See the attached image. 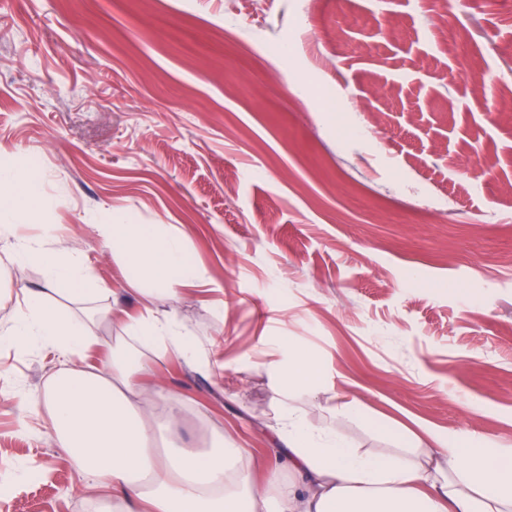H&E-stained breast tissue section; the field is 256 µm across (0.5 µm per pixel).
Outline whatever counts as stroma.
Here are the masks:
<instances>
[{"label":"stroma","instance_id":"obj_1","mask_svg":"<svg viewBox=\"0 0 512 512\" xmlns=\"http://www.w3.org/2000/svg\"><path fill=\"white\" fill-rule=\"evenodd\" d=\"M508 102L512 0H0V155L43 159L20 232L54 226L46 248L113 290L52 305L143 307L100 212L183 236L208 284L158 306L223 336L224 368L143 381L180 396L186 441L249 449L257 482L286 408L362 450L512 451ZM284 342L318 362L315 398L271 379ZM58 366L0 347V512L97 508L45 409L19 403Z\"/></svg>","mask_w":512,"mask_h":512}]
</instances>
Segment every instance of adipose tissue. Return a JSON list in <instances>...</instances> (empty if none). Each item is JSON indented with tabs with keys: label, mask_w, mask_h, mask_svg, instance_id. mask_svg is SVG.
Segmentation results:
<instances>
[{
	"label": "adipose tissue",
	"mask_w": 512,
	"mask_h": 512,
	"mask_svg": "<svg viewBox=\"0 0 512 512\" xmlns=\"http://www.w3.org/2000/svg\"><path fill=\"white\" fill-rule=\"evenodd\" d=\"M23 202L42 205L40 178L29 162L0 163V269L26 263L43 276L42 287L23 294L0 325V345L48 349L62 360L35 401L76 474L111 500L112 512H512V467L501 464L504 449L486 440L459 447L431 438L409 456L393 448L368 453L289 409L275 436L292 480L275 471L262 485L252 478L249 451L223 433L202 448L180 444L179 397L148 390L142 378L156 357L208 374L216 359L174 308L145 306L127 319L126 340L109 343L50 305V297H90L99 288L79 251L52 252L19 235L10 219ZM96 231L127 267L133 291L152 285L176 301L203 279L181 238L160 225L125 224L105 212ZM282 354L274 369L279 387L315 394L316 364L290 347Z\"/></svg>",
	"instance_id": "ef3b65f1"
}]
</instances>
